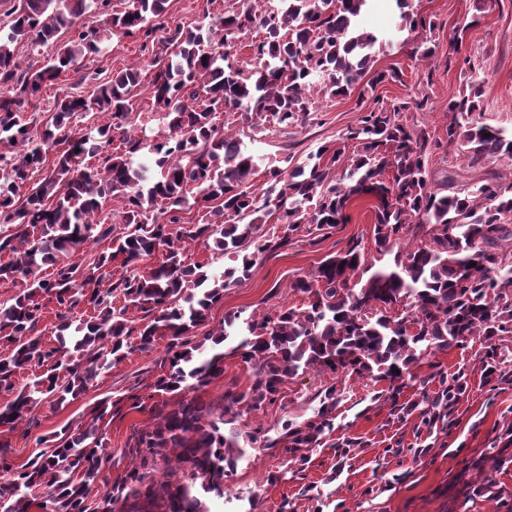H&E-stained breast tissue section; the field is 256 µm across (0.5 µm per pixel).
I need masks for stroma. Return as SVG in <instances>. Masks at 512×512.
<instances>
[{
	"label": "stroma",
	"instance_id": "obj_1",
	"mask_svg": "<svg viewBox=\"0 0 512 512\" xmlns=\"http://www.w3.org/2000/svg\"><path fill=\"white\" fill-rule=\"evenodd\" d=\"M412 5L435 22L433 36L439 45L434 60L419 65L402 44L406 34L399 31L396 14L375 10L359 19V28L391 41L377 51L375 69L395 67L403 73L400 81L378 85L376 96L387 104L404 98L422 101V108L407 112V122L442 141L448 100L466 92L476 73L483 86L477 120L512 132V0H497L483 13L478 0H413ZM225 6V0H169L166 18L172 27L204 29L223 15ZM463 23L469 26L463 44L459 52L449 53L454 28ZM140 45L135 35L111 36L99 54L86 59L85 71L106 77L129 67L141 58ZM314 108L301 125L244 137L243 146L258 169L255 184H262L266 168L283 157L300 165L321 145L345 138L360 116L354 92L332 99L315 95ZM428 170L434 183L451 175L462 185L489 171L510 179L512 161L490 158L473 165L465 154L443 147L433 150ZM349 214L350 222L328 236L314 240L300 233L288 246L263 254L248 279L225 290L195 337L223 327L225 318L236 313L260 317L284 306L301 307L304 300L290 291V281L310 275L351 241H360L365 254L373 255L371 199L354 200ZM484 351L483 340L474 337L438 352L418 367L419 383L397 392L385 382L315 370L288 380L281 401L239 418L242 454L224 481V497L210 500L211 512H280L284 503L291 512H504L479 489L492 480L512 493V467L500 470L495 459L499 452L512 455V432L507 429L512 423V341L502 353L501 376L490 380L484 373ZM168 370L167 342L162 339L150 350L133 352L101 370L77 399L41 403L14 430L0 433V441L9 444L15 463H26L41 451V438L80 426L107 397L115 406L99 428L116 460L107 476L119 479L138 464L123 455V448L135 433L156 424L152 409L162 397L154 385ZM455 376L466 390L454 413L434 424L425 422L427 402L441 393L443 379ZM253 380L252 369L230 354L224 359L223 377L196 396L219 411L225 389L233 386L241 392ZM329 384L336 386L340 399L336 429L309 450V462L301 466L281 450L265 448L264 438H276L286 420L310 417L318 393ZM136 400L141 403L137 409L132 406Z\"/></svg>",
	"mask_w": 512,
	"mask_h": 512
}]
</instances>
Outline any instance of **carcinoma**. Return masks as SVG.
Listing matches in <instances>:
<instances>
[{
	"mask_svg": "<svg viewBox=\"0 0 512 512\" xmlns=\"http://www.w3.org/2000/svg\"><path fill=\"white\" fill-rule=\"evenodd\" d=\"M167 2L127 0L117 12L112 0H18L0 18V253L16 254L0 263V284H24L0 301V428L14 429L44 400L77 398L99 371L127 357L126 337L134 332L142 349L169 340V371L156 381L162 392L186 394L223 376L227 342L251 365L254 382L248 394L225 391L227 405L217 416L193 397L169 411L164 402L154 407L162 423L124 449L139 467L111 485L102 473L112 453L98 430L107 400L84 430H62L50 450L24 465L0 453V512H29L34 503L41 512H154L156 494L145 482L157 457L171 449L191 470L185 481L162 487L159 512H209L206 496H224L237 460L240 433L224 434L236 422L234 406L273 405L288 380L310 369L401 387L418 380L413 368L429 356L474 336L494 341L486 359L496 365L501 337L512 336V229L500 224L502 214L512 213V180L489 173L473 187L451 176L443 187L432 186L426 166L432 142L401 118L408 103L375 101L347 132L345 140L356 143L348 158L345 147L322 145L300 166L288 168L285 158V165L268 168L262 188L252 183L253 156L225 130L227 112L244 116L254 133L269 125L286 130L308 120L311 92L333 98L354 90L381 45L356 27L371 0H276L263 9L256 0H228L206 35L166 26ZM395 3L418 37L410 59L432 58L425 36L434 30L431 19L408 11L409 0ZM67 30L71 37L63 41ZM254 30L262 38L250 44L251 60L238 65L232 49ZM106 31L139 35L141 51L151 57L98 82L86 97L55 99L44 123L35 114L23 117L44 85L80 72L81 62L100 52ZM49 43L51 55L19 60L20 47ZM159 43L168 54L156 50ZM143 68L152 72L150 110L167 128L149 144L158 177L134 166L144 142L129 128V99ZM479 98L474 81L469 92L448 100L446 145L473 163L512 159V133L473 118ZM88 113L104 122L60 134ZM88 157L98 164L85 163ZM43 168L45 175L18 197ZM360 197L376 201L375 256L354 241L289 284L305 307L285 306L259 319L235 314L202 340L185 339L224 290L251 276L262 254L288 246L299 232L323 237L348 223L347 210ZM111 199L123 204L119 232L96 221ZM270 222L278 230H264ZM101 239L110 244L92 262L70 261ZM200 239L213 241L238 266L210 277L186 262L187 245ZM158 254L159 261L141 267ZM117 260L122 273L115 279L109 269ZM45 265L53 267L49 276L42 274ZM48 303L60 320L54 346L34 335ZM80 304L93 316L74 326L66 314ZM130 306L152 319L131 328ZM397 306L402 312L395 314ZM32 365L45 372L17 387L14 375ZM318 398L311 417L286 422L265 447L281 443L290 460L304 461L306 450L335 430L336 386ZM35 489L44 495L29 498Z\"/></svg>",
	"mask_w": 512,
	"mask_h": 512,
	"instance_id": "1",
	"label": "carcinoma"
}]
</instances>
